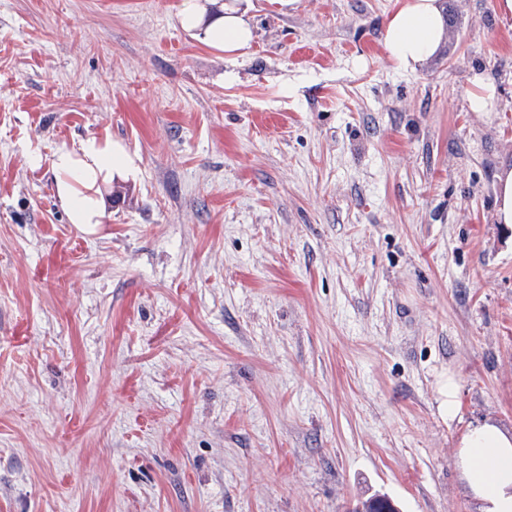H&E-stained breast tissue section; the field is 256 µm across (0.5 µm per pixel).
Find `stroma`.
Segmentation results:
<instances>
[{"label":"stroma","instance_id":"35a3bbf8","mask_svg":"<svg viewBox=\"0 0 512 512\" xmlns=\"http://www.w3.org/2000/svg\"><path fill=\"white\" fill-rule=\"evenodd\" d=\"M441 3L404 72L395 0H241L233 55L191 0H0V512H477L459 439L512 431V19ZM89 138L135 171L82 226L51 160ZM440 0H396L385 20L384 45L397 67L415 71L445 41L446 23ZM473 88L468 93V104L472 111L488 112L495 98L494 85L481 74L472 79ZM497 219L502 224H512V169L501 178ZM439 411L448 420H454L459 411V384L456 375L448 371V375L441 376L437 387Z\"/></svg>","mask_w":512,"mask_h":512}]
</instances>
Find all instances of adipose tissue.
Returning <instances> with one entry per match:
<instances>
[{
  "mask_svg": "<svg viewBox=\"0 0 512 512\" xmlns=\"http://www.w3.org/2000/svg\"><path fill=\"white\" fill-rule=\"evenodd\" d=\"M446 23L438 0H396L385 20L384 45L397 67L416 70L444 43ZM120 145L91 139L63 149L51 161L56 195L75 224H97L103 216L96 191L99 180L132 167ZM456 466L481 512H512V433L485 422L461 436Z\"/></svg>",
  "mask_w": 512,
  "mask_h": 512,
  "instance_id": "1",
  "label": "adipose tissue"
}]
</instances>
